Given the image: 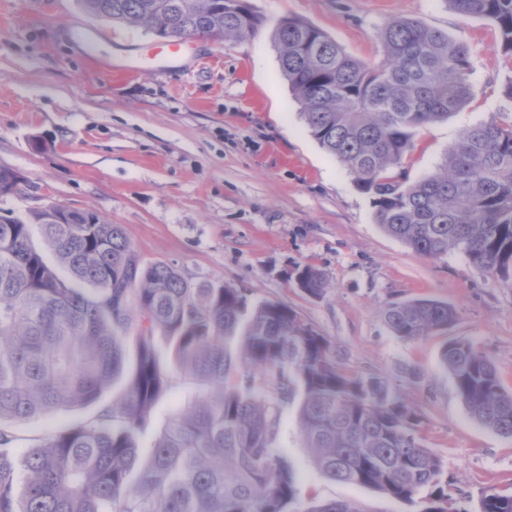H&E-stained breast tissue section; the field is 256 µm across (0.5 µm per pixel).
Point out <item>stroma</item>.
Listing matches in <instances>:
<instances>
[{"label": "stroma", "mask_w": 512, "mask_h": 512, "mask_svg": "<svg viewBox=\"0 0 512 512\" xmlns=\"http://www.w3.org/2000/svg\"><path fill=\"white\" fill-rule=\"evenodd\" d=\"M249 2L267 28L223 43L192 39L182 45L183 65L171 66L161 40L92 18L76 0H0V166L26 180L22 194L0 198V209L95 211L121 225L143 262L164 260L185 278H215L254 301L291 308L328 341L340 371L376 376L406 397L454 498L474 506L487 489L512 491V439L470 418L441 366L448 341H468L512 392V284L457 252L420 256L383 231L371 198L311 135L269 31L281 18L302 19L371 67L384 58L380 30L394 18L420 20L469 46L471 98L448 120L421 128L407 159L415 181L437 170L465 128L500 119L512 62L497 28L458 15L449 0ZM77 27L91 46L74 39ZM110 60L133 69L114 73ZM304 265L323 273L320 296L297 287L293 273ZM415 298L448 303V329L418 341L395 336L383 309ZM206 390L173 373L142 445ZM96 412L63 409L12 430L19 447L31 448ZM273 445L294 462L303 502L418 512L320 473L295 407H281Z\"/></svg>", "instance_id": "35a3bbf8"}]
</instances>
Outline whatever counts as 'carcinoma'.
<instances>
[{
    "label": "carcinoma",
    "instance_id": "obj_1",
    "mask_svg": "<svg viewBox=\"0 0 512 512\" xmlns=\"http://www.w3.org/2000/svg\"><path fill=\"white\" fill-rule=\"evenodd\" d=\"M237 2L77 0L89 16L173 42L238 39L266 25ZM448 2L493 22L512 58V0ZM271 38L310 133L373 199L381 228L424 257L457 251L511 284L512 121L464 129L422 179L409 180L405 165L417 131L469 101V47L401 18L381 30L378 68L298 18L278 20ZM24 183L0 167V196ZM295 279L312 296L326 287L311 266ZM383 317L413 341L448 328L454 313L416 299L387 305ZM169 357L209 393L142 448L138 438L168 391ZM442 366L469 416L512 438V392L495 364L451 340ZM122 375L123 388L94 418L20 454L19 437L0 427V512H357L346 501L303 503L290 459L272 447L281 403L296 407L325 475L424 503L422 512H471L422 445L404 397L375 377L339 371L325 338L291 308L207 277L188 280L165 261L144 264L121 225L90 210L0 215V424L94 405ZM258 382L270 396L257 394ZM476 512H512V492H483Z\"/></svg>",
    "mask_w": 512,
    "mask_h": 512
}]
</instances>
